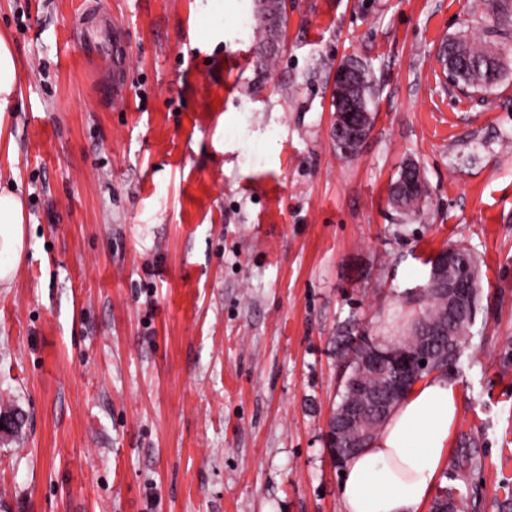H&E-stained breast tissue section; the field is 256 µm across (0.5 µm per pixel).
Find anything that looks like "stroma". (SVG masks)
I'll return each mask as SVG.
<instances>
[{
  "label": "stroma",
  "instance_id": "1",
  "mask_svg": "<svg viewBox=\"0 0 512 512\" xmlns=\"http://www.w3.org/2000/svg\"><path fill=\"white\" fill-rule=\"evenodd\" d=\"M0 0L19 60L0 185L29 249L0 288V512H341L326 447L348 321L391 335L426 258L461 243L481 295L449 455L476 512L512 490V83L474 97L438 58L486 0ZM120 27L123 99L80 38ZM373 81L357 153L332 81ZM419 166L426 201L389 188ZM414 186L413 192L407 193V186ZM424 186L422 184L420 170L416 164H405L399 172L398 178L392 183L391 202L403 212H415L424 197Z\"/></svg>",
  "mask_w": 512,
  "mask_h": 512
}]
</instances>
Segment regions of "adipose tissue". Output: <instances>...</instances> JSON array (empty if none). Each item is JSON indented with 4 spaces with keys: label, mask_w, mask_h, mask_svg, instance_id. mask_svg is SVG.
I'll return each mask as SVG.
<instances>
[{
    "label": "adipose tissue",
    "mask_w": 512,
    "mask_h": 512,
    "mask_svg": "<svg viewBox=\"0 0 512 512\" xmlns=\"http://www.w3.org/2000/svg\"><path fill=\"white\" fill-rule=\"evenodd\" d=\"M18 59L0 34V144L12 145L9 112L18 96ZM28 250L26 203L0 189V286L9 285ZM459 417L454 383L432 375L392 409L366 448L343 463V512H420L440 475Z\"/></svg>",
    "instance_id": "adipose-tissue-1"
}]
</instances>
